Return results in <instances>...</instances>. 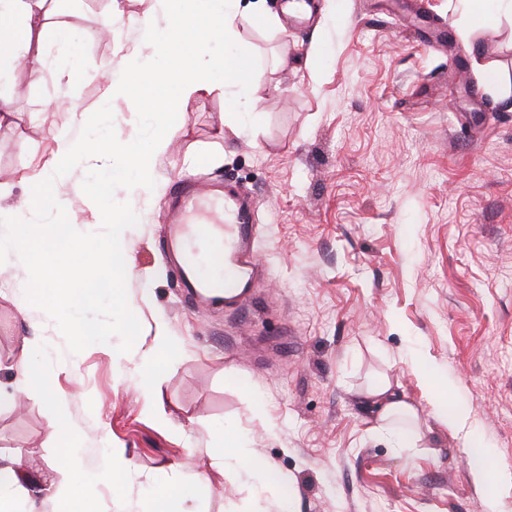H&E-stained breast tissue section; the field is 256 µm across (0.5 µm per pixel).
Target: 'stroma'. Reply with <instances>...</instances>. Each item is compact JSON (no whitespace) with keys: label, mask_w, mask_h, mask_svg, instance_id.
Instances as JSON below:
<instances>
[{"label":"stroma","mask_w":512,"mask_h":512,"mask_svg":"<svg viewBox=\"0 0 512 512\" xmlns=\"http://www.w3.org/2000/svg\"><path fill=\"white\" fill-rule=\"evenodd\" d=\"M287 2L264 0L276 27L240 26L256 120L231 131L220 90L184 102L155 194L130 202L140 220L124 232L126 287L141 324L130 352L110 342L70 353L55 322L18 300L19 257L0 264V453L57 482L80 475L42 512H151L155 488L196 475L210 484L198 512H252L253 479L214 465L223 436L290 477L295 512H512V476L490 486L486 507L462 432L428 404L446 387L492 449L493 472L512 473V97L478 74L512 81V8L497 0L475 27L461 0H305L301 16ZM111 16V0H67L53 20L77 39L43 34L42 78L19 69L0 88L12 112L0 208L52 175V132H80L102 105L118 139H135L133 102L106 101L98 74L123 79L131 49L162 60L125 22L98 40ZM85 175L60 182L70 224L91 233L102 223ZM186 179L258 202L259 266L234 306L190 300L177 280L168 209ZM164 341L143 394L132 380ZM24 351L46 385L17 386L9 365ZM381 375L418 410L414 446L369 429L358 392ZM114 449L130 469L118 491L101 478Z\"/></svg>","instance_id":"obj_1"}]
</instances>
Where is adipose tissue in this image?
<instances>
[{
    "instance_id": "ef3b65f1",
    "label": "adipose tissue",
    "mask_w": 512,
    "mask_h": 512,
    "mask_svg": "<svg viewBox=\"0 0 512 512\" xmlns=\"http://www.w3.org/2000/svg\"><path fill=\"white\" fill-rule=\"evenodd\" d=\"M166 17L181 19L184 24L202 21L204 33L219 36L228 44L235 42L239 33L234 0H156L155 11L134 17V25L148 36L155 52L168 60L165 69L153 72L148 61L137 53L125 57L134 77L149 74L155 83L168 88L153 103L154 122L166 123L171 113L191 97L228 87L242 92L251 86L254 70L250 53L225 55L223 65L215 66L206 55L205 42L186 36L181 28L163 25ZM48 19L46 0H0V48L9 49L19 40L43 33ZM360 402L375 416L377 431L399 437L415 436L418 412L402 398L389 378L380 377L370 383L361 392ZM44 492L41 477L22 462H0V494L11 496L16 512H33Z\"/></svg>"
}]
</instances>
